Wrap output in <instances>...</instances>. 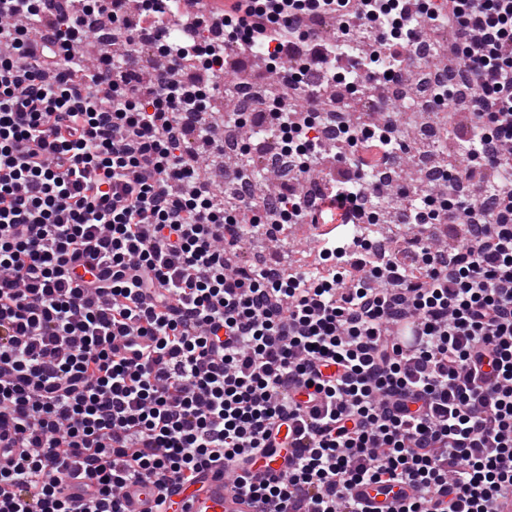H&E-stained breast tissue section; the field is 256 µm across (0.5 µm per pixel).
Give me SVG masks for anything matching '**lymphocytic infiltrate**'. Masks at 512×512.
Wrapping results in <instances>:
<instances>
[{
    "instance_id": "1",
    "label": "lymphocytic infiltrate",
    "mask_w": 512,
    "mask_h": 512,
    "mask_svg": "<svg viewBox=\"0 0 512 512\" xmlns=\"http://www.w3.org/2000/svg\"><path fill=\"white\" fill-rule=\"evenodd\" d=\"M135 2L129 17L114 0H0V512H126L130 484L226 463L263 512H359L360 483L410 487L397 512H512V0ZM166 12L224 41L169 45L141 76L131 29ZM87 13L112 27L91 67ZM328 16L367 50L339 60L309 26ZM441 28L475 89L468 156L493 174L442 173L461 192L427 222L460 230L459 246L421 228L381 263L362 235L323 237V273L244 259L249 236L306 223L311 201L257 195L240 172L225 210L195 168L223 154L208 124L222 89L188 72L228 45L261 49L304 99L261 100L303 176L322 150L310 133L327 118L325 81L373 91ZM378 109L344 131L360 160L339 155L343 177L319 188L366 224L384 198L370 170L404 158L401 113ZM89 251L108 276L80 283ZM398 326L416 330L415 349ZM309 386L322 407L295 398ZM276 447L287 473L252 481L245 466Z\"/></svg>"
}]
</instances>
